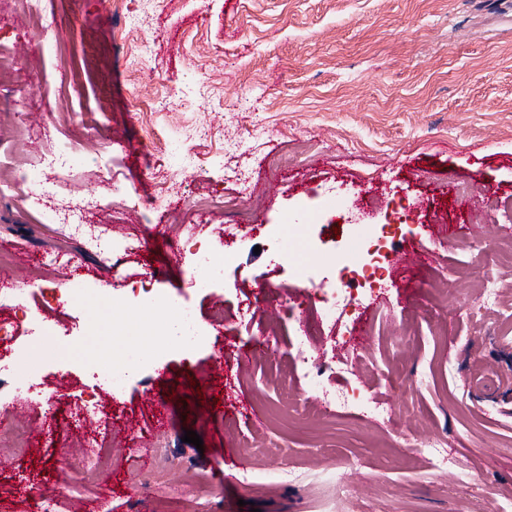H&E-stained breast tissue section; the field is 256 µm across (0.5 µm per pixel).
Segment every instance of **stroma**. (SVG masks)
I'll return each mask as SVG.
<instances>
[{"instance_id": "stroma-1", "label": "stroma", "mask_w": 512, "mask_h": 512, "mask_svg": "<svg viewBox=\"0 0 512 512\" xmlns=\"http://www.w3.org/2000/svg\"><path fill=\"white\" fill-rule=\"evenodd\" d=\"M129 2L127 19L113 0H54L56 24L45 32L15 0H0V49L16 57L0 92L13 107L0 122V173L64 139L78 152L93 146L100 164L60 175L53 202H94L86 223L140 242L116 262L20 199H0V242L20 256L61 252L69 261L64 279L12 264L21 281L0 294V315L18 321L0 360L29 347L20 375H0V426L23 427L32 449L21 457L0 444V512H39L47 486L57 512H87L55 465L58 449L84 445L74 409L87 400L107 415L105 512H197L201 500L208 512H502L512 501V264L499 257L512 227V0ZM35 75L59 98L41 97ZM278 153L279 183L263 191L266 206L252 212L234 262L193 287L185 225L217 249L227 226L223 209H198L195 199L236 195L237 167L254 189ZM452 180L496 195L498 222L462 215L463 231L436 237L428 213L400 222L386 205L362 223L331 224L363 190L447 208ZM115 184L129 207L110 203ZM151 224L166 225V242L146 240ZM305 236L313 248L285 260ZM375 237L386 249L416 244L435 260L363 290L343 326L360 335L359 366L325 373L307 395L355 388L392 413H293L296 337L308 335L320 359L337 357L329 326H308L318 302L298 294L301 278H339L337 253L366 250ZM489 277L500 302L480 311ZM133 286L191 307L202 343L153 358L140 334L114 335ZM67 288L87 289L93 304L39 306L41 293ZM219 304L220 324L211 319ZM25 310L54 330L42 346L28 344ZM266 340L274 356L244 360ZM75 352L140 368L115 389ZM22 375L48 405H27ZM248 405L271 418L254 424ZM159 417L166 430H155ZM188 430L202 447L184 442ZM434 440L448 448L446 467L420 452ZM137 443L150 450L148 469L130 459ZM285 469L294 479H281Z\"/></svg>"}]
</instances>
